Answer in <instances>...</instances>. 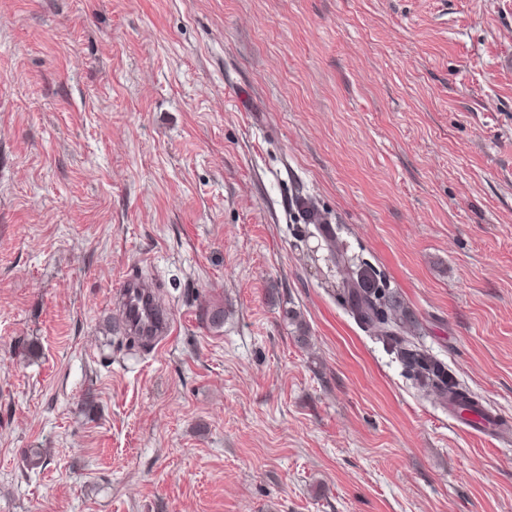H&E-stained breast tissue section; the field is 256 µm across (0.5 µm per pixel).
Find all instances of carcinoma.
Returning a JSON list of instances; mask_svg holds the SVG:
<instances>
[{
    "label": "carcinoma",
    "instance_id": "obj_1",
    "mask_svg": "<svg viewBox=\"0 0 512 512\" xmlns=\"http://www.w3.org/2000/svg\"><path fill=\"white\" fill-rule=\"evenodd\" d=\"M343 292L347 294L357 319L390 342L407 373L438 393L458 417L484 411L479 401L448 373L442 362L424 352L408 337L400 335L411 315L397 294L377 287L375 280L368 278L363 268L351 272Z\"/></svg>",
    "mask_w": 512,
    "mask_h": 512
}]
</instances>
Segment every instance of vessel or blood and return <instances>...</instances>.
Segmentation results:
<instances>
[{
	"mask_svg": "<svg viewBox=\"0 0 512 512\" xmlns=\"http://www.w3.org/2000/svg\"><path fill=\"white\" fill-rule=\"evenodd\" d=\"M121 323L126 333L161 348L174 331L170 315L156 304L152 292L138 278H126L116 291Z\"/></svg>",
	"mask_w": 512,
	"mask_h": 512,
	"instance_id": "b4317fda",
	"label": "vessel or blood"
}]
</instances>
